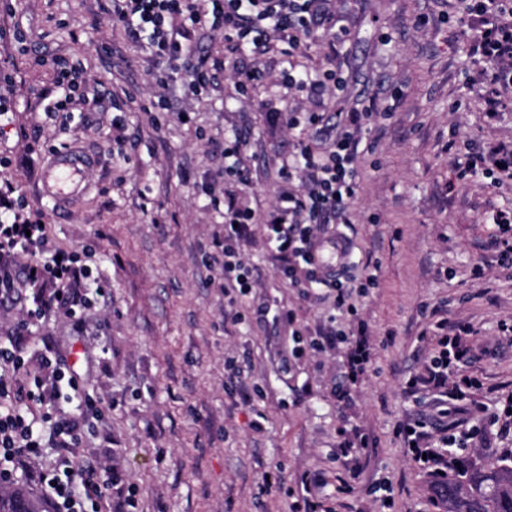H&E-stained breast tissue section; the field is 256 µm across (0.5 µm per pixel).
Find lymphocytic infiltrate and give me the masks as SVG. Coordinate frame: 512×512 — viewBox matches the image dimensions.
<instances>
[{
    "label": "lymphocytic infiltrate",
    "instance_id": "obj_1",
    "mask_svg": "<svg viewBox=\"0 0 512 512\" xmlns=\"http://www.w3.org/2000/svg\"><path fill=\"white\" fill-rule=\"evenodd\" d=\"M334 0H112V20L132 36L147 34L156 56L164 58L167 67L156 81L165 86L181 72L191 80L188 92L197 96L216 86V66L200 56L197 46L174 27L175 19H183L194 28L224 30V57L238 60L249 55H267L281 51L293 56L302 41L327 45L326 60L316 69H298L290 63L280 72V83L287 95L304 93L316 100L314 107L299 109L285 106L274 114L292 133L295 151L278 170L281 189L276 202L265 214L239 206L235 194L224 196V232L213 239L215 258L224 274V292L236 302H248L256 282L254 270L242 255V246L249 228L262 224L265 238L275 259L280 260V275L295 288H315L335 294L337 306H350L352 293L366 294L377 287L376 272H368L358 291L345 288L339 274L328 271L316 259L319 246L335 238L337 226L347 223L348 212L358 190L359 146L362 133L374 116V105L342 113L327 112L323 96L345 91L348 80L336 62L334 47L343 36L336 31L332 10ZM465 11L475 28L470 56L483 66L486 76L483 97L489 117L512 112V0H464ZM58 88L56 98L33 88L29 99L43 105L45 112H69L86 105L81 88L86 82L81 66L62 58L52 61ZM466 161L457 177L473 176L512 180V146L485 148L477 141H467ZM301 180L302 189H293L294 180ZM13 210L10 218L0 217V258L8 254L25 255L27 282L43 287L35 300L30 318L49 312L70 317L87 309L94 302L95 291L87 279L88 267L77 252L57 251L49 246L47 226L41 213L18 215L21 201H6ZM438 354L432 362L431 378L446 387L453 396L464 397L479 388L477 378L459 374L457 364L470 352V325L440 323ZM44 369L50 370L55 382L66 383L83 403L84 409L75 417L56 420L44 414L43 427L30 420L25 403L36 400L52 402L54 392L46 391L42 377H34L33 387L24 393L0 377V481L9 480L13 472L37 480L52 512H86L103 493L114 494L112 512H132L131 496L123 489V477L117 467L98 469L87 465L75 469L68 453L79 447L85 429L102 419L95 400L82 393L79 381L65 355L53 345H46L42 355ZM448 417L447 410L434 415H420L399 431L406 451L421 463L432 476L447 471L449 450L447 438L440 430ZM58 448L54 468H37L42 448Z\"/></svg>",
    "mask_w": 512,
    "mask_h": 512
}]
</instances>
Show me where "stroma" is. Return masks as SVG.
Returning <instances> with one entry per match:
<instances>
[{
  "label": "stroma",
  "mask_w": 512,
  "mask_h": 512,
  "mask_svg": "<svg viewBox=\"0 0 512 512\" xmlns=\"http://www.w3.org/2000/svg\"><path fill=\"white\" fill-rule=\"evenodd\" d=\"M9 4L26 41L0 40V68L16 74L0 84V102L13 109L0 133V189L16 188L29 210L45 211L55 246L91 249L88 267L104 290L80 322L50 313L30 327L29 351L50 337L103 410L102 426L74 451L76 465L102 456L109 431L136 512H291L308 473L326 480L327 512H444L433 503V477L406 455L397 430L446 405L432 386L404 390L431 364L441 320L475 329L459 370L481 381L449 439L474 463L512 448V433L486 422L487 411L512 403V340L500 330L512 324V268L486 221L512 210V185L459 180L448 153L452 141H512V112L488 121L478 94L465 89L477 72L466 65L471 31L457 0H336V24L349 33L338 60L352 86L328 109L347 111L359 96L398 102L363 134L343 227L351 277L376 265L380 285L352 295L354 316L332 299L303 298L279 277L256 224L244 255L260 285L236 321L213 261L222 212L191 184L224 191V142L241 139L240 159L254 175L235 191L264 213L277 194L275 167L292 150L286 131L267 124L257 101L238 97L231 76L199 98L179 81L159 87L163 62L146 38L113 24L108 0H0V16ZM421 16L428 24L417 25ZM41 51L80 64L89 89L111 90L105 110L52 117L29 105V87L54 82L36 61ZM161 98L168 111L148 113ZM74 148L92 160L90 186L56 209L39 190L42 171ZM284 308L294 309L302 335L277 321ZM329 323L364 331L373 348L355 384L344 380L346 342L309 348L311 328ZM296 347L302 356H292ZM231 360L251 365L248 400L227 381ZM344 384L350 394L341 401L335 391ZM354 427L370 442L352 478L334 454L341 430Z\"/></svg>",
  "instance_id": "obj_1"
}]
</instances>
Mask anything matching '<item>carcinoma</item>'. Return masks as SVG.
Returning <instances> with one entry per match:
<instances>
[{"label": "carcinoma", "instance_id": "cac0c4a2", "mask_svg": "<svg viewBox=\"0 0 512 512\" xmlns=\"http://www.w3.org/2000/svg\"><path fill=\"white\" fill-rule=\"evenodd\" d=\"M448 512H512V453H492L469 468L448 471L441 494ZM0 512H41L40 504L21 494L0 495Z\"/></svg>", "mask_w": 512, "mask_h": 512}]
</instances>
